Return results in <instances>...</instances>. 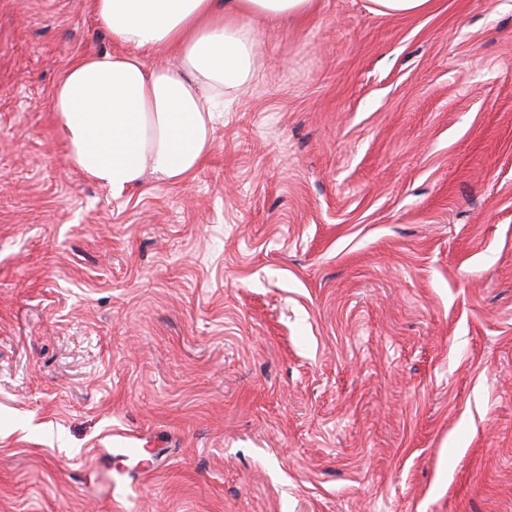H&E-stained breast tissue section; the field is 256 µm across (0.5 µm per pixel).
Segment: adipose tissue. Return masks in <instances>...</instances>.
<instances>
[{"instance_id": "adipose-tissue-1", "label": "adipose tissue", "mask_w": 512, "mask_h": 512, "mask_svg": "<svg viewBox=\"0 0 512 512\" xmlns=\"http://www.w3.org/2000/svg\"><path fill=\"white\" fill-rule=\"evenodd\" d=\"M114 48L68 65L50 95L71 165L113 196L151 175L182 183L212 145L219 112L256 74L263 23L315 0H91ZM146 51L173 53L146 66Z\"/></svg>"}]
</instances>
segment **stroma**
<instances>
[{"mask_svg": "<svg viewBox=\"0 0 512 512\" xmlns=\"http://www.w3.org/2000/svg\"><path fill=\"white\" fill-rule=\"evenodd\" d=\"M112 48L0 0V512H512V0H316L119 197L49 108ZM373 10L393 17H410L429 10L432 0H371Z\"/></svg>", "mask_w": 512, "mask_h": 512, "instance_id": "1", "label": "stroma"}]
</instances>
